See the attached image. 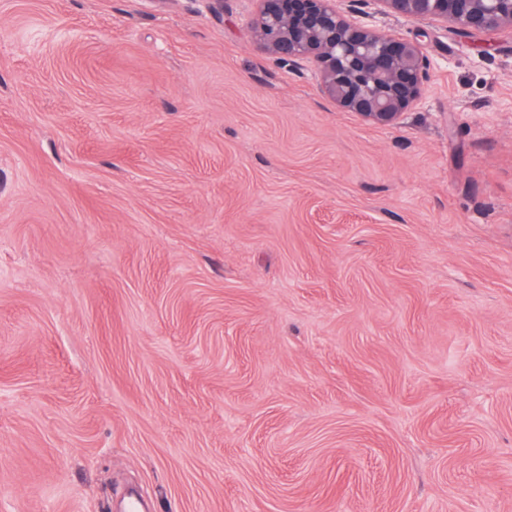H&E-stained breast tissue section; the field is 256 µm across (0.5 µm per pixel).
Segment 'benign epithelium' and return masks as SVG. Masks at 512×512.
<instances>
[{"instance_id": "7a95c632", "label": "benign epithelium", "mask_w": 512, "mask_h": 512, "mask_svg": "<svg viewBox=\"0 0 512 512\" xmlns=\"http://www.w3.org/2000/svg\"><path fill=\"white\" fill-rule=\"evenodd\" d=\"M393 15L443 19L460 35L512 27V0H380ZM251 28L276 61L312 70L320 91L377 127L397 125L422 100L429 61L421 45L386 33L361 9L334 0H259Z\"/></svg>"}]
</instances>
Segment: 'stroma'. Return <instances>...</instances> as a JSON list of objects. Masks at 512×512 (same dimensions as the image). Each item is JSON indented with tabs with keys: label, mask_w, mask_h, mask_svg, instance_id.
I'll use <instances>...</instances> for the list:
<instances>
[{
	"label": "stroma",
	"mask_w": 512,
	"mask_h": 512,
	"mask_svg": "<svg viewBox=\"0 0 512 512\" xmlns=\"http://www.w3.org/2000/svg\"><path fill=\"white\" fill-rule=\"evenodd\" d=\"M258 0H0V512H512V29L368 125Z\"/></svg>",
	"instance_id": "obj_1"
}]
</instances>
